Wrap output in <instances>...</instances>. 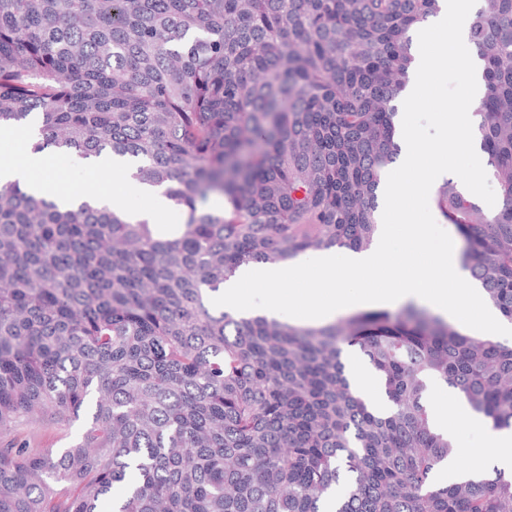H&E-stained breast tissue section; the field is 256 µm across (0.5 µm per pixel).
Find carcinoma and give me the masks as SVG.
Returning a JSON list of instances; mask_svg holds the SVG:
<instances>
[{
	"label": "carcinoma",
	"mask_w": 512,
	"mask_h": 512,
	"mask_svg": "<svg viewBox=\"0 0 512 512\" xmlns=\"http://www.w3.org/2000/svg\"><path fill=\"white\" fill-rule=\"evenodd\" d=\"M470 42L496 210L446 177L460 264L512 321V0ZM440 0H0V130L38 114L48 148L135 161L186 211L178 234L123 209L0 186V435L68 422L57 454L0 441V512H512V479L433 483L460 455L428 381L512 428V343L414 305L322 326L215 311L240 268L377 235L399 154L411 32ZM212 195L224 206L201 209ZM355 346L392 411L342 362ZM120 483L122 494L112 497Z\"/></svg>",
	"instance_id": "1"
}]
</instances>
